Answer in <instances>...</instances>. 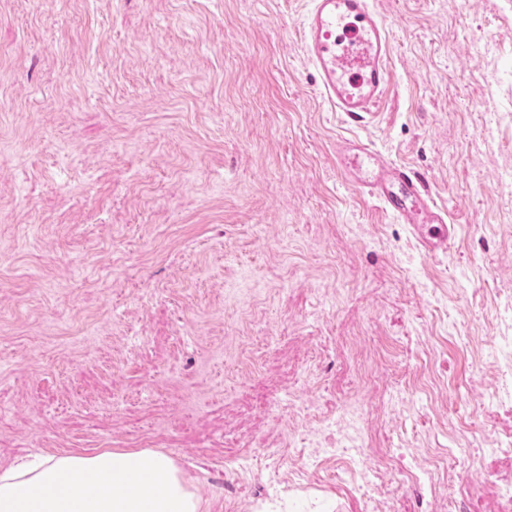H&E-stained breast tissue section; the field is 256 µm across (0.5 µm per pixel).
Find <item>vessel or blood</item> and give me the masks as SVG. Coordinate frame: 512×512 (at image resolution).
<instances>
[{"mask_svg":"<svg viewBox=\"0 0 512 512\" xmlns=\"http://www.w3.org/2000/svg\"><path fill=\"white\" fill-rule=\"evenodd\" d=\"M303 39L320 97L352 121L371 116L389 85L390 37L370 0H311ZM336 166L348 185L410 225L425 253L447 250L455 226L420 176L357 138L337 142Z\"/></svg>","mask_w":512,"mask_h":512,"instance_id":"vessel-or-blood-1","label":"vessel or blood"}]
</instances>
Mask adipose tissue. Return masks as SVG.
I'll use <instances>...</instances> for the list:
<instances>
[{
	"label": "adipose tissue",
	"instance_id": "obj_1",
	"mask_svg": "<svg viewBox=\"0 0 512 512\" xmlns=\"http://www.w3.org/2000/svg\"><path fill=\"white\" fill-rule=\"evenodd\" d=\"M0 512H202V500L168 455L107 448L0 469Z\"/></svg>",
	"mask_w": 512,
	"mask_h": 512
}]
</instances>
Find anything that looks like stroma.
Segmentation results:
<instances>
[{"instance_id": "obj_1", "label": "stroma", "mask_w": 512, "mask_h": 512, "mask_svg": "<svg viewBox=\"0 0 512 512\" xmlns=\"http://www.w3.org/2000/svg\"><path fill=\"white\" fill-rule=\"evenodd\" d=\"M371 4L390 86L355 125L309 0H0V466L146 447L208 512H497L512 0ZM352 136L425 177L447 252L341 180ZM350 410L364 454L314 456Z\"/></svg>"}]
</instances>
